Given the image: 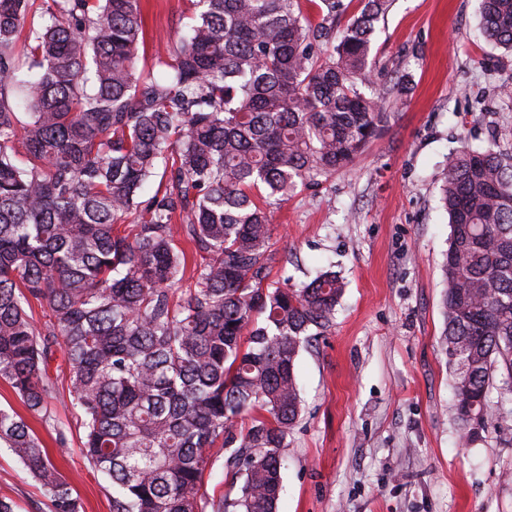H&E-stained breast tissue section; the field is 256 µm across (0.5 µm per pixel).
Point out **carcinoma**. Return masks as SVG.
Returning a JSON list of instances; mask_svg holds the SVG:
<instances>
[{
    "mask_svg": "<svg viewBox=\"0 0 512 512\" xmlns=\"http://www.w3.org/2000/svg\"><path fill=\"white\" fill-rule=\"evenodd\" d=\"M196 2L144 72L140 0H0V380L68 447L50 407L62 348L80 452L112 481V512H276L297 361L331 330L344 284L328 270L270 280L288 263L270 207L387 123L385 97L362 86L390 0H307L316 22L301 0ZM480 25L512 52V0H482ZM440 193L442 344L469 433L477 416L483 429L512 418L489 397L498 374L512 396V158L452 153ZM180 238L199 257L190 271ZM33 299L50 310L40 325ZM1 445L52 512H78L12 408ZM215 448L226 490L210 498Z\"/></svg>",
    "mask_w": 512,
    "mask_h": 512,
    "instance_id": "1",
    "label": "carcinoma"
}]
</instances>
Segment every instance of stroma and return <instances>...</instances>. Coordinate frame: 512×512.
I'll return each mask as SVG.
<instances>
[{
    "label": "stroma",
    "mask_w": 512,
    "mask_h": 512,
    "mask_svg": "<svg viewBox=\"0 0 512 512\" xmlns=\"http://www.w3.org/2000/svg\"><path fill=\"white\" fill-rule=\"evenodd\" d=\"M150 70L159 42L178 41L193 0H142ZM479 0H392L371 52L369 89L399 78L385 130L346 168L277 205L272 242L288 256L273 279L317 270L345 292L327 335L304 350L301 418L288 437L277 512H512V422L467 441L439 345L450 228L440 175L450 152L493 145L512 155V53L480 35ZM80 512H111L112 487L79 452L60 454L32 421ZM0 496L51 512L39 484L0 447Z\"/></svg>",
    "instance_id": "35a3bbf8"
}]
</instances>
